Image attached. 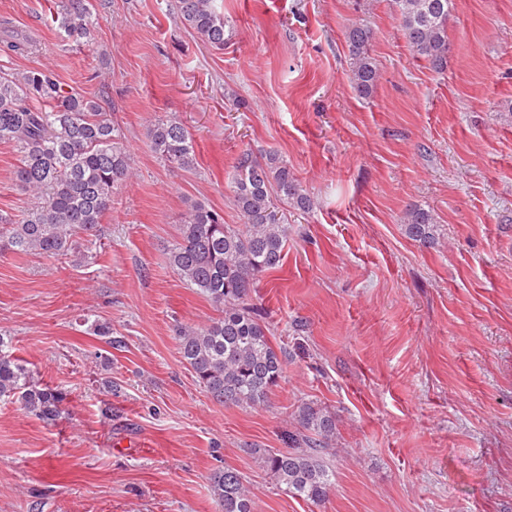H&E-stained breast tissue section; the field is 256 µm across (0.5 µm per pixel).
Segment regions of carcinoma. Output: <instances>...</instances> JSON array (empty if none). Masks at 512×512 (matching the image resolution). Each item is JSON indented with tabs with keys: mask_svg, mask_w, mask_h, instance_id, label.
<instances>
[{
	"mask_svg": "<svg viewBox=\"0 0 512 512\" xmlns=\"http://www.w3.org/2000/svg\"><path fill=\"white\" fill-rule=\"evenodd\" d=\"M214 0H178L181 19L211 47L224 49V16ZM407 43L430 67L448 61V20L454 0H393ZM57 21L76 42L91 39L94 19L89 0H57ZM371 26L349 27V78L363 97L373 93L378 64L368 53ZM152 151L171 166L188 171L197 165L193 138L176 117L156 119L147 129ZM12 146L20 162L15 185L31 197L20 219L0 211V253L57 257L80 235L96 243L116 187L132 167L118 126L100 97L68 90L48 69L0 70V144ZM234 205L243 224L224 223V213L201 203L191 206L179 240L168 250L175 273L201 291L223 316L209 325L179 331L180 353L210 397L227 406L267 404L283 377L285 352L276 350L269 327L248 303L257 277L282 266L286 230L274 201L304 213L313 201L302 189L288 161L276 152L258 158L244 151L237 159ZM439 225L430 211L413 207L403 217L406 236L425 247L437 243ZM0 337V399L17 397L43 420L62 412L64 391L42 385L22 360L3 353ZM299 428L286 450L259 455L288 495L311 503L326 501L335 476L323 454L336 434V419L325 409L303 403ZM222 512H253L251 492L241 474L226 468L210 477Z\"/></svg>",
	"mask_w": 512,
	"mask_h": 512,
	"instance_id": "carcinoma-1",
	"label": "carcinoma"
}]
</instances>
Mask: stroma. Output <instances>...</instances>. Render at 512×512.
I'll return each instance as SVG.
<instances>
[{"mask_svg": "<svg viewBox=\"0 0 512 512\" xmlns=\"http://www.w3.org/2000/svg\"><path fill=\"white\" fill-rule=\"evenodd\" d=\"M71 42L52 0H0L32 49L0 69H51L107 96L133 174L96 244L65 256L0 255V336L34 381L62 388L45 421L0 399V512H220L211 475L237 469L254 512H512V0H455L448 63L408 45L392 0H215L218 50L178 0H90ZM363 20L379 66L370 98L349 79L345 34ZM176 115L195 140L183 171L150 147ZM275 150L314 201L279 206L281 268L249 301L287 353L267 406L215 402L183 363L177 330L220 317L169 265L190 204L240 223L243 151ZM0 144V211L30 200ZM434 215L435 246L407 209ZM110 327L122 348L95 335ZM336 416L328 500L286 495L257 449H285L295 411ZM402 223L408 238L425 247H431L437 243L439 224H435L430 211L417 206L410 208L405 212Z\"/></svg>", "mask_w": 512, "mask_h": 512, "instance_id": "1", "label": "stroma"}]
</instances>
